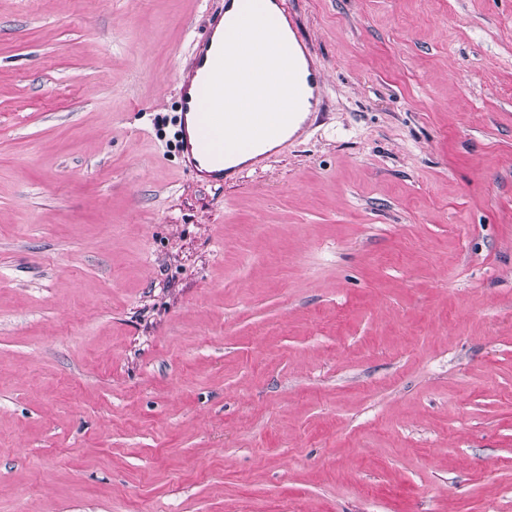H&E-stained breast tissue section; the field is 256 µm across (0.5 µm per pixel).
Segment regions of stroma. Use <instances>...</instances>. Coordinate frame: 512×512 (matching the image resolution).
<instances>
[{"label": "stroma", "mask_w": 512, "mask_h": 512, "mask_svg": "<svg viewBox=\"0 0 512 512\" xmlns=\"http://www.w3.org/2000/svg\"><path fill=\"white\" fill-rule=\"evenodd\" d=\"M327 112L173 144L224 0H0V512H512V0H293Z\"/></svg>", "instance_id": "1"}]
</instances>
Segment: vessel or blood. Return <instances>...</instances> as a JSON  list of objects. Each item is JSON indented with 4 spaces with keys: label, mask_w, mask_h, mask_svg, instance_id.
Returning <instances> with one entry per match:
<instances>
[{
    "label": "vessel or blood",
    "mask_w": 512,
    "mask_h": 512,
    "mask_svg": "<svg viewBox=\"0 0 512 512\" xmlns=\"http://www.w3.org/2000/svg\"><path fill=\"white\" fill-rule=\"evenodd\" d=\"M262 5L280 32L297 69L299 108L289 124L271 136V143L278 144L301 137L312 114L322 104L324 80L315 66L312 46L300 32L294 9L287 5L286 0H262ZM244 6L245 0H224V12L209 17L205 38L197 43L188 66L178 79L179 151L186 165L200 182L207 185L234 181L242 170L241 165H227L225 154L212 148V134L204 123L203 115L206 84L232 26L227 12L232 8L243 11Z\"/></svg>",
    "instance_id": "vessel-or-blood-1"
}]
</instances>
